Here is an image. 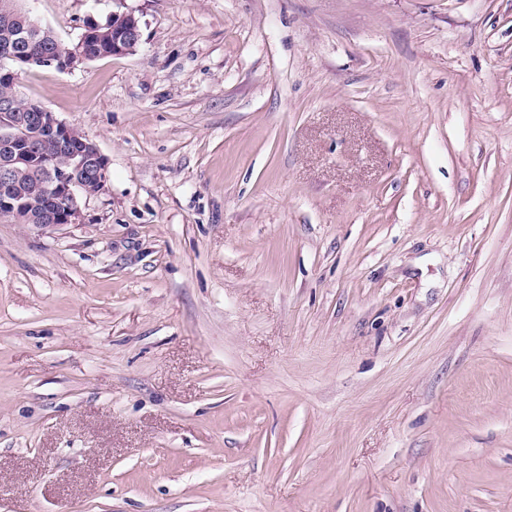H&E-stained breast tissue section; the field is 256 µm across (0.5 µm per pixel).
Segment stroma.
Instances as JSON below:
<instances>
[{
	"mask_svg": "<svg viewBox=\"0 0 512 512\" xmlns=\"http://www.w3.org/2000/svg\"><path fill=\"white\" fill-rule=\"evenodd\" d=\"M108 160L0 219V512H512V0H24ZM119 14H122L125 26L118 29L113 38L112 27L113 30L116 29V26L119 24V18L112 19V17ZM84 31L96 33L95 37L91 39L89 35H86L85 46L90 54L95 55L101 51H112L109 54L112 56L129 54L135 50L140 41V18L132 11H116L112 12V16L104 24H91ZM109 41H112V50L108 48ZM83 38L78 41L73 48L58 49L62 46L60 43H55L54 40L45 37L44 33L31 37L29 43H26L21 49V52L32 58H40L42 55L55 53L53 55L41 58V64L47 66H55L59 70H66L74 67L77 63H82L88 60L84 47ZM32 58H27L25 62L31 63Z\"/></svg>",
	"mask_w": 512,
	"mask_h": 512,
	"instance_id": "obj_1",
	"label": "stroma"
}]
</instances>
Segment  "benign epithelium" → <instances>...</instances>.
Instances as JSON below:
<instances>
[{
  "instance_id": "1",
  "label": "benign epithelium",
  "mask_w": 512,
  "mask_h": 512,
  "mask_svg": "<svg viewBox=\"0 0 512 512\" xmlns=\"http://www.w3.org/2000/svg\"><path fill=\"white\" fill-rule=\"evenodd\" d=\"M125 26L118 29L112 38V55H124L135 50L141 37L140 18L132 11L122 12ZM39 29L33 21L23 24L14 31L13 37L0 46V76L17 78L10 64L21 61L17 46ZM84 41L71 48L61 49L41 59V64L66 70L88 60ZM17 100H0V126L11 128V133L0 141V214L37 219L41 200L46 197L60 205L56 224H76L81 213L79 197L93 195V188L107 181L108 162L97 145L88 139H81L78 130L60 121L55 113L37 103H27L23 111L16 109ZM49 138L57 154L49 156L37 150L38 141ZM81 146L74 150V142ZM40 168L45 173L44 196H23L12 192L15 175L20 167Z\"/></svg>"
}]
</instances>
